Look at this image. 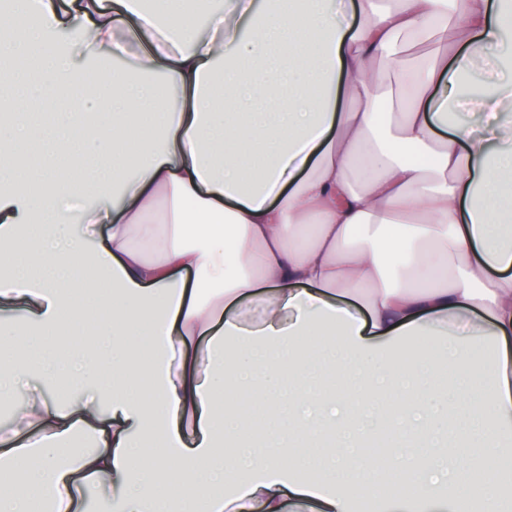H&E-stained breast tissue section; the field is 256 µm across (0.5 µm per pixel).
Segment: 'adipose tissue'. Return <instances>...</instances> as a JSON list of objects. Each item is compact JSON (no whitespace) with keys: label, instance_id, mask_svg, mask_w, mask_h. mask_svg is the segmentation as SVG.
<instances>
[{"label":"adipose tissue","instance_id":"adipose-tissue-1","mask_svg":"<svg viewBox=\"0 0 512 512\" xmlns=\"http://www.w3.org/2000/svg\"><path fill=\"white\" fill-rule=\"evenodd\" d=\"M198 2L200 29L186 0L0 7V145L44 158L33 181L0 156V512H81V482L107 512H353L388 473L390 512H512V78L458 91L512 30L505 0H359L354 22L276 0L247 32L255 0ZM435 36L382 123L378 73ZM290 54L307 67L265 79ZM316 336L328 395L300 383ZM245 400L314 455L253 439Z\"/></svg>","mask_w":512,"mask_h":512}]
</instances>
